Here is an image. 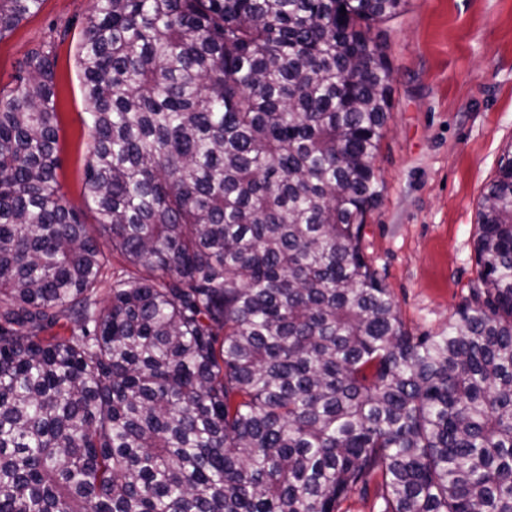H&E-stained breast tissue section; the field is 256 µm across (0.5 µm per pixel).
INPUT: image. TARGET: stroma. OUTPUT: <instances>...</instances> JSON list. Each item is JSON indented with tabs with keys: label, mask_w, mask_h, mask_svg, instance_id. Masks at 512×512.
Here are the masks:
<instances>
[{
	"label": "stroma",
	"mask_w": 512,
	"mask_h": 512,
	"mask_svg": "<svg viewBox=\"0 0 512 512\" xmlns=\"http://www.w3.org/2000/svg\"><path fill=\"white\" fill-rule=\"evenodd\" d=\"M90 9L89 0H43L0 39L1 86L31 50L54 47L58 181L88 224L95 221L82 187L89 105L77 46ZM381 31L393 72L376 157L385 190L363 226L361 250L406 327L435 334L478 285V204L512 145V0H409Z\"/></svg>",
	"instance_id": "35a3bbf8"
}]
</instances>
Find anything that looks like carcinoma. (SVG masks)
Instances as JSON below:
<instances>
[{
  "label": "carcinoma",
  "instance_id": "cac0c4a2",
  "mask_svg": "<svg viewBox=\"0 0 512 512\" xmlns=\"http://www.w3.org/2000/svg\"><path fill=\"white\" fill-rule=\"evenodd\" d=\"M43 0H0V39ZM408 0H96L0 87V512H512V146L482 287L414 335L365 260ZM346 14H341V9ZM123 260L94 296L107 257ZM90 0H44L38 13L25 19L0 40V85L12 83L18 64L31 50L51 43L57 55L56 84L59 117L58 181L67 204L79 211L85 223L95 224L83 195V172L88 160L89 112L77 65V46ZM381 510L380 500L377 499L374 485L365 496L352 495L341 505L340 512H379Z\"/></svg>",
  "mask_w": 512,
  "mask_h": 512
}]
</instances>
